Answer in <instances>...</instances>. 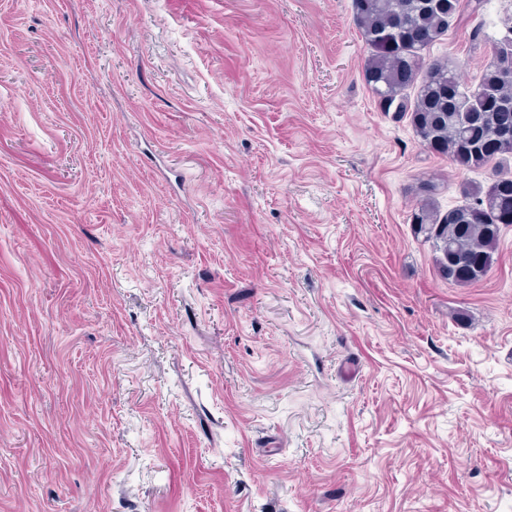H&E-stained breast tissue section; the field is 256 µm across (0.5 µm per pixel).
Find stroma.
Segmentation results:
<instances>
[{"instance_id": "1", "label": "stroma", "mask_w": 512, "mask_h": 512, "mask_svg": "<svg viewBox=\"0 0 512 512\" xmlns=\"http://www.w3.org/2000/svg\"><path fill=\"white\" fill-rule=\"evenodd\" d=\"M512 0L429 55L477 84ZM352 0H0V512H512V224L381 111ZM437 186L423 187V199L413 216L418 230L430 239L453 249L462 258L478 257L482 261L480 272L466 277H455L447 264L437 259L443 278L457 286H468L486 276L493 263L503 224H512V177L497 173L484 187L479 184L463 185L462 194L468 200L464 205L442 212L434 203Z\"/></svg>"}]
</instances>
